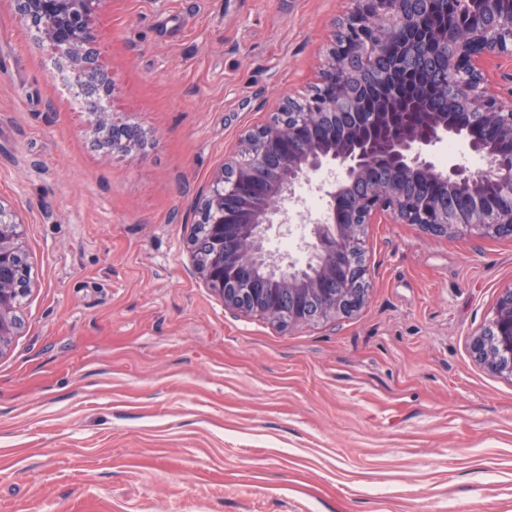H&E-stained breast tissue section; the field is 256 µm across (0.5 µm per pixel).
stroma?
Here are the masks:
<instances>
[{
	"mask_svg": "<svg viewBox=\"0 0 512 512\" xmlns=\"http://www.w3.org/2000/svg\"><path fill=\"white\" fill-rule=\"evenodd\" d=\"M353 0H103L81 71L0 0V204L30 288L0 353V512H512V377L471 342L512 237L369 224L350 315L225 309L189 259L241 136L309 94ZM95 114L94 129L102 148L112 154L125 155L141 150L145 145L143 132L136 126L111 122L105 110H93ZM112 131V141L110 135Z\"/></svg>",
	"mask_w": 512,
	"mask_h": 512,
	"instance_id": "obj_1",
	"label": "stroma"
}]
</instances>
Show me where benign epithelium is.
Masks as SVG:
<instances>
[{
    "label": "benign epithelium",
    "instance_id": "1",
    "mask_svg": "<svg viewBox=\"0 0 512 512\" xmlns=\"http://www.w3.org/2000/svg\"><path fill=\"white\" fill-rule=\"evenodd\" d=\"M26 26L47 41L64 48L85 74L89 102L109 97L112 78L98 68L87 45L93 36V17L103 0H12ZM429 0H396V8L374 25L376 42L384 45L401 37V54L394 69L405 66L414 54L420 29L421 4ZM480 11L458 25L434 33L431 40L448 49V78L464 77L462 91L448 98V110L434 113L424 131L409 127L382 142L358 141L354 149L340 136L339 119L356 112L358 92L364 86L365 67L348 58L331 56L320 73L319 86L332 89L322 103L305 109L297 126L270 121L259 133L271 149L252 151L250 134L240 139L238 153L251 152V166L240 175L238 158L224 159L211 182L199 220L207 233L192 240L190 260L205 287L224 303V308L245 314L268 316L280 326L310 325L359 309L367 296V268L361 247V228L385 213L395 224H417L433 236L472 235L512 237V164L472 141L470 151L481 155L485 170L462 166L444 168L434 160V148L457 136L448 125V113L477 116L498 138L512 143V90L508 97L491 91L484 64L500 55L512 56V30L504 33L498 23L507 0H479ZM392 72L373 78L368 90L376 92L378 111L385 112ZM94 129L102 148L119 155L140 150L143 132L136 126L117 124L104 110H96ZM324 167L334 168L338 178L325 191L329 198L326 217L315 222L311 240L304 247L318 261V274L268 258L265 234L273 226L289 230L285 202L295 201L296 188ZM425 178L441 182L450 191L466 190L465 210L441 209L432 224L417 214L433 201L411 200L405 207L394 204L401 184ZM493 182L498 202L488 209L483 186ZM24 220L18 212L0 206V353L21 328L16 314V294L21 291V239ZM476 357L493 371L512 376V288L504 289L488 327L472 340Z\"/></svg>",
    "mask_w": 512,
    "mask_h": 512
}]
</instances>
